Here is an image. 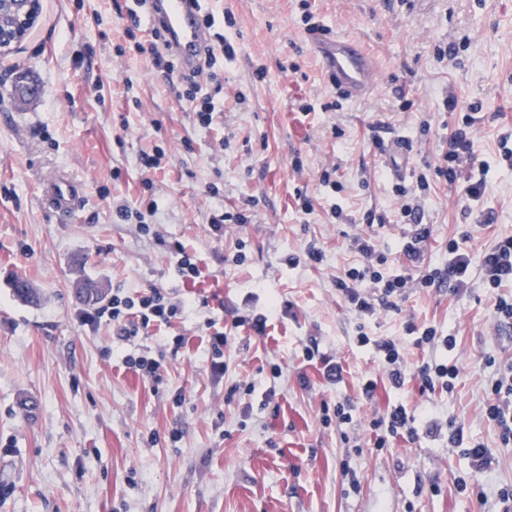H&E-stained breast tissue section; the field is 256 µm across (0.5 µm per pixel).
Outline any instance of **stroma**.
Returning a JSON list of instances; mask_svg holds the SVG:
<instances>
[{
    "label": "stroma",
    "mask_w": 512,
    "mask_h": 512,
    "mask_svg": "<svg viewBox=\"0 0 512 512\" xmlns=\"http://www.w3.org/2000/svg\"><path fill=\"white\" fill-rule=\"evenodd\" d=\"M301 1L223 0L236 18L225 34L239 52L224 64L208 127L132 51L148 34L127 37L114 0H40L25 39L0 55V512H499V491L512 489V444L500 443L482 406L487 359L512 362V328L497 329L493 312L512 283L482 288L475 262L469 287L411 288L362 318L334 279L359 262L357 234L390 252L388 273L417 272L401 252L411 227L376 139L389 148L404 140L400 181H429L427 263L444 266L452 238L476 259L512 236V168L499 147L512 134V0H305L316 24L356 40L378 72L374 92L327 112L336 95ZM446 45L455 52L439 59ZM20 71L46 95L14 104ZM130 95L140 109H127ZM449 95L459 112L481 107L473 151L489 190L477 202L464 182L435 174L455 121L443 110ZM157 148L165 152L150 174L157 209L140 219L138 158ZM327 168L329 184L320 180ZM57 173L82 189L72 213L45 206L44 183ZM299 188L310 213L297 210ZM250 198V224L210 233L213 210ZM312 242L325 252L322 265L303 258ZM176 243L194 255L197 279L178 273ZM241 248L248 260L237 266ZM18 277L37 302L14 295ZM83 280L108 295L158 288L194 306L127 339L109 320L82 323ZM272 300L292 308L264 334L234 327L235 316L262 313ZM211 319L231 337L221 376L207 365ZM410 322L456 337L452 390L425 392L413 378L428 354L407 334ZM362 332L369 345L358 344ZM394 336L406 361L399 389L374 346ZM312 341L319 356L308 360ZM142 354L160 359L159 382L126 365ZM325 357L343 367L338 384L324 377ZM369 378L377 390L368 401ZM347 401L352 423L325 425L324 404ZM397 403L415 415L417 436L376 449L368 421ZM453 418L489 449L487 470L449 446Z\"/></svg>",
    "instance_id": "35a3bbf8"
}]
</instances>
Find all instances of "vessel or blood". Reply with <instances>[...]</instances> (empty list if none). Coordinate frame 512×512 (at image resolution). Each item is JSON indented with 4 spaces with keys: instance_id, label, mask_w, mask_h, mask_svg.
Listing matches in <instances>:
<instances>
[{
    "instance_id": "1",
    "label": "vessel or blood",
    "mask_w": 512,
    "mask_h": 512,
    "mask_svg": "<svg viewBox=\"0 0 512 512\" xmlns=\"http://www.w3.org/2000/svg\"><path fill=\"white\" fill-rule=\"evenodd\" d=\"M147 22L163 28L168 46L177 56L181 69L192 70L208 39L192 0H153ZM311 45L338 97L353 101L374 90V63L357 42L317 30L311 35ZM79 194L76 186L67 183L64 176L57 175L49 180L45 199L55 212L65 213L75 207Z\"/></svg>"
}]
</instances>
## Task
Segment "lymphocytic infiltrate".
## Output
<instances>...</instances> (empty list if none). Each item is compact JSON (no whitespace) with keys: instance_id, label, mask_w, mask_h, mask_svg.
<instances>
[{"instance_id":"lymphocytic-infiltrate-1","label":"lymphocytic infiltrate","mask_w":512,"mask_h":512,"mask_svg":"<svg viewBox=\"0 0 512 512\" xmlns=\"http://www.w3.org/2000/svg\"><path fill=\"white\" fill-rule=\"evenodd\" d=\"M202 20L207 27L213 28L211 46L207 56L201 60L192 74H181L175 58L163 54L160 50L161 36H154L150 45H136L137 53H150L152 64L162 71L166 79L176 80L183 88L182 97L193 105L196 118L201 125H210L215 112L214 97L224 89V72L217 69L218 59H234L238 47L236 43L216 32L214 25L215 9L211 0H202L200 6ZM478 119L473 113H465L458 120L449 139L448 148L441 155L435 173L447 183H455L459 179L467 181V196L471 200L482 198L488 182L484 176L485 166L477 165L472 153V133ZM413 189L404 185H396L395 193L402 197L400 208L402 217L413 224L415 230L403 247L409 259H419L422 245L431 235L428 225L423 222V208L419 199L414 198ZM353 248L362 256L363 266L345 269L335 280L338 291L345 294L351 305L362 316H370L375 312L376 304L390 305L393 298L402 296L407 288H462L468 283L472 259L463 250L457 240L448 242V263L443 267L425 269L419 277L407 274L389 275L385 272L388 256L377 248L372 237L356 236L352 240ZM481 266V285L485 288H498L503 283H512V237H504L490 249L485 250L479 260ZM370 281L380 293L379 299L357 291L356 286L363 281ZM192 306L188 300H172L160 289L152 288L135 294L118 292L105 303L92 311L82 314L85 324L92 325L107 318L117 322L123 336H138L140 330L154 323H170L173 317L184 313ZM485 416L495 427L503 444L512 443V365L508 366L501 377L492 380L488 387L487 400L484 406ZM416 418L404 405L392 406L385 415L374 418L370 427L376 435L375 447H389L390 441L399 436L415 438Z\"/></svg>"}]
</instances>
